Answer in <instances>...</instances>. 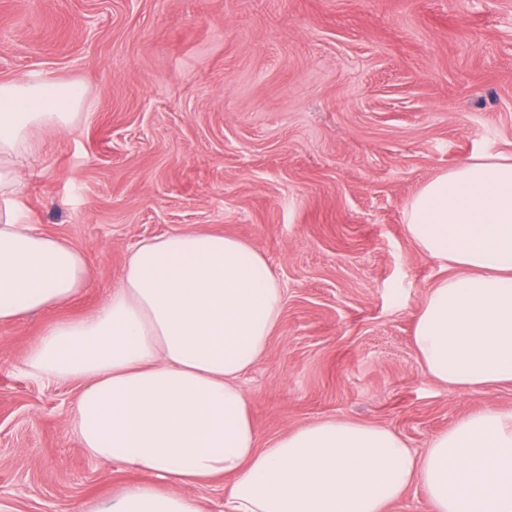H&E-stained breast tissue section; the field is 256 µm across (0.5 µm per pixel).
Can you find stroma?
Returning a JSON list of instances; mask_svg holds the SVG:
<instances>
[{
  "label": "stroma",
  "mask_w": 512,
  "mask_h": 512,
  "mask_svg": "<svg viewBox=\"0 0 512 512\" xmlns=\"http://www.w3.org/2000/svg\"><path fill=\"white\" fill-rule=\"evenodd\" d=\"M29 72L93 103L44 134L26 203L95 276L63 311L0 324V512H69L142 480L81 448L76 384L23 363L59 316L101 303L133 245L174 231L251 243L284 290L242 380L261 440L336 416L419 451L512 409V385L423 372L416 314L446 272L404 227L425 181L512 154V0H0V81Z\"/></svg>",
  "instance_id": "35a3bbf8"
}]
</instances>
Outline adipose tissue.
<instances>
[{
    "instance_id": "adipose-tissue-1",
    "label": "adipose tissue",
    "mask_w": 512,
    "mask_h": 512,
    "mask_svg": "<svg viewBox=\"0 0 512 512\" xmlns=\"http://www.w3.org/2000/svg\"><path fill=\"white\" fill-rule=\"evenodd\" d=\"M90 108L75 83L0 82V324L67 305L93 278L82 248L31 224L21 175L38 133ZM405 230L449 272L416 317L424 372L461 391L512 383V156L480 155L426 181ZM283 306L262 253L187 230L137 243L96 309L40 332L26 372L78 384L82 447L146 475L93 512H207L183 489L214 479L224 512H387L414 485L431 512H512V410L470 412L420 452L391 429L334 417L260 442L241 380Z\"/></svg>"
}]
</instances>
